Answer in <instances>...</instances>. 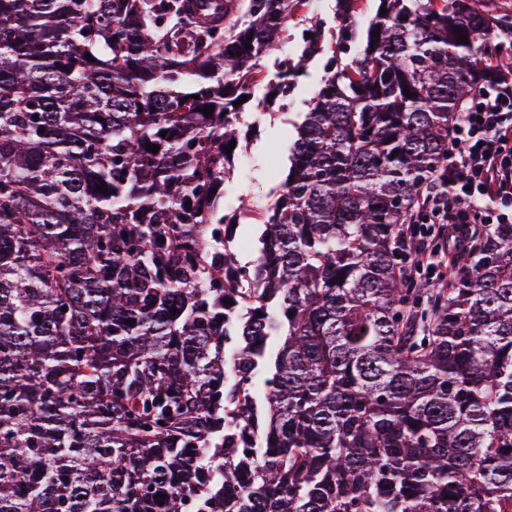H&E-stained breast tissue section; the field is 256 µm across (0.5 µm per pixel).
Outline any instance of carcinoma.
<instances>
[{
	"instance_id": "carcinoma-1",
	"label": "carcinoma",
	"mask_w": 512,
	"mask_h": 512,
	"mask_svg": "<svg viewBox=\"0 0 512 512\" xmlns=\"http://www.w3.org/2000/svg\"><path fill=\"white\" fill-rule=\"evenodd\" d=\"M305 2L226 29L184 0H0V512H512V224L471 227L424 310L395 257L512 15L336 0L334 46L314 27L267 84L331 53L235 267L233 102Z\"/></svg>"
}]
</instances>
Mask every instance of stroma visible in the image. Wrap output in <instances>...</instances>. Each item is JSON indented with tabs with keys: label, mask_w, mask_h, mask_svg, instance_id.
I'll return each instance as SVG.
<instances>
[{
	"label": "stroma",
	"mask_w": 512,
	"mask_h": 512,
	"mask_svg": "<svg viewBox=\"0 0 512 512\" xmlns=\"http://www.w3.org/2000/svg\"><path fill=\"white\" fill-rule=\"evenodd\" d=\"M323 21L326 27L336 24V0H307L288 22L280 59L293 55L303 31L311 22ZM324 56L311 59L305 71L294 81L290 94L275 102L265 99V87L253 90L249 111L266 113L267 118L255 134L243 139L236 151L234 172L224 184V207L234 209L240 202L253 205L254 216L265 213L286 170L288 144L294 134L293 123L299 113L307 111L308 102L320 84Z\"/></svg>",
	"instance_id": "1"
}]
</instances>
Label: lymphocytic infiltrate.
<instances>
[{
	"label": "lymphocytic infiltrate",
	"instance_id": "f902f5d3",
	"mask_svg": "<svg viewBox=\"0 0 512 512\" xmlns=\"http://www.w3.org/2000/svg\"><path fill=\"white\" fill-rule=\"evenodd\" d=\"M439 190L422 197L412 235L445 225L457 249L469 224L512 223V75L496 72L463 105L448 135Z\"/></svg>",
	"mask_w": 512,
	"mask_h": 512
}]
</instances>
